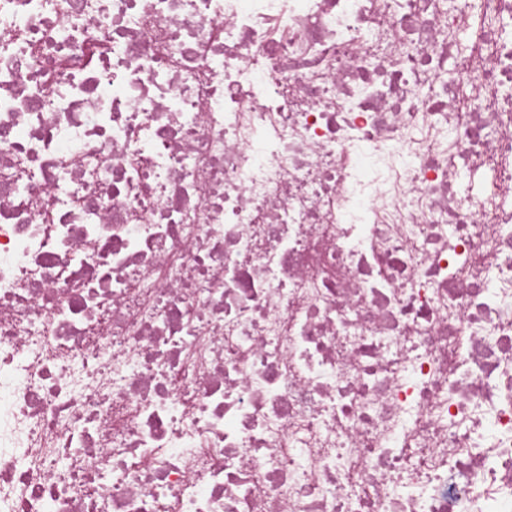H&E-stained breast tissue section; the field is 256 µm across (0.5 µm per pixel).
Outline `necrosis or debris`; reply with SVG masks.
I'll return each instance as SVG.
<instances>
[{
  "label": "necrosis or debris",
  "instance_id": "4bbe7bcc",
  "mask_svg": "<svg viewBox=\"0 0 512 512\" xmlns=\"http://www.w3.org/2000/svg\"><path fill=\"white\" fill-rule=\"evenodd\" d=\"M0 512H512V0H0Z\"/></svg>",
  "mask_w": 512,
  "mask_h": 512
}]
</instances>
